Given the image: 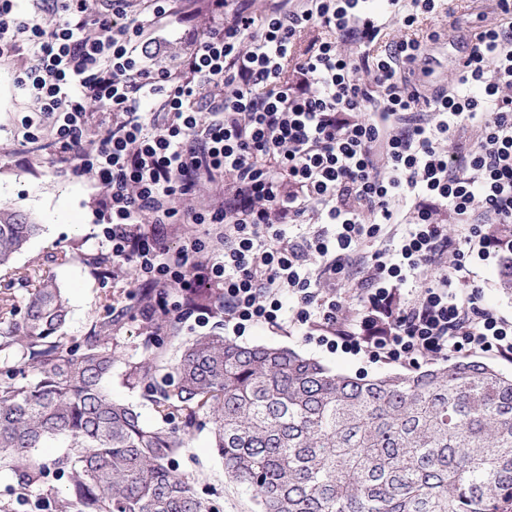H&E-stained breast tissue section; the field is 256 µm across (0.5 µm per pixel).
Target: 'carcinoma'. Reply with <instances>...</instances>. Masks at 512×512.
<instances>
[{"instance_id": "cac0c4a2", "label": "carcinoma", "mask_w": 512, "mask_h": 512, "mask_svg": "<svg viewBox=\"0 0 512 512\" xmlns=\"http://www.w3.org/2000/svg\"><path fill=\"white\" fill-rule=\"evenodd\" d=\"M41 229L0 212V268ZM486 231L512 295V223ZM68 313L48 277L6 333L4 346L26 350L19 371L37 381L0 384V460L40 485L47 470L32 449L65 437L77 454L56 465L78 512H217L169 466L186 438L146 426L104 390L112 321L77 354L56 336ZM174 369V391L156 390L158 411L180 403L188 428L208 416L224 473L260 512H512V371L460 357L366 379L219 334L187 345Z\"/></svg>"}]
</instances>
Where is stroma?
<instances>
[{
  "instance_id": "35a3bbf8",
  "label": "stroma",
  "mask_w": 512,
  "mask_h": 512,
  "mask_svg": "<svg viewBox=\"0 0 512 512\" xmlns=\"http://www.w3.org/2000/svg\"><path fill=\"white\" fill-rule=\"evenodd\" d=\"M196 18L178 27L156 30L142 61L151 70L172 69L181 64L192 45L209 28L218 25L207 0H195ZM490 0H442L439 9L419 23L416 35L425 41V59L414 65L406 78L421 93L448 86L454 79V62L463 54L472 33L494 22ZM438 40H429V33ZM28 62L26 49L0 64V205L31 216L43 230L18 254L10 268L0 271V298L9 300L13 314L0 316V323L21 321L29 298L40 278L51 276L69 299V315L61 336L80 349L96 334L103 320L112 322V371L105 388L113 399L132 406L142 421L172 431L183 428L180 411L160 415L154 404L153 387L173 388L172 368L187 342L198 336L218 333L241 345L289 347L321 360L335 371L377 377L402 372L397 363H385L358 353L331 351L319 342V332L282 318L279 326H255L237 333L222 314L207 325L194 320L182 323L178 333H164L146 343L150 333L140 309L149 300L141 294L133 267L112 262L111 245L103 235L100 199L102 191L93 175L58 173L54 148L22 152L17 132L32 104L13 81L14 73ZM497 252L473 257L471 269L482 288V302L500 315L512 319V297L498 286ZM152 363L150 377L139 374L144 363ZM63 442L51 441L35 449L49 468L44 483L27 487L18 483L10 461L0 462V507L5 512H65L68 498L66 479L54 470L58 458L69 455ZM173 467L188 477L196 494L219 507L220 512H258L251 494L224 474V464L212 449L211 426L198 418L186 448L172 460Z\"/></svg>"
}]
</instances>
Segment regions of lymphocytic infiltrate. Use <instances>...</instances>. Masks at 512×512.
Here are the masks:
<instances>
[{
  "label": "lymphocytic infiltrate",
  "mask_w": 512,
  "mask_h": 512,
  "mask_svg": "<svg viewBox=\"0 0 512 512\" xmlns=\"http://www.w3.org/2000/svg\"><path fill=\"white\" fill-rule=\"evenodd\" d=\"M191 2L43 0L31 15L0 0V62L22 45L29 53L14 77L34 105L21 142L50 129L60 163L95 177L113 260L156 292L145 317L203 323L218 310L242 331L277 325L288 302L296 323L328 328L321 342L332 350L408 364L489 351L512 361V321L480 305L467 263L491 247L487 225L512 223V0H496L499 24L474 33L454 82L426 98L404 79L422 41L367 46L388 18L413 27L440 0H266L259 12L253 0H209L221 28L177 70H147L155 29L192 22ZM312 29L320 38L301 47ZM93 111L120 120L87 152ZM469 124L479 141L449 147ZM223 175V207H204L200 182ZM441 208L466 229L449 235L433 219ZM405 210L399 241L372 253L375 273L357 294L386 318L366 335L359 311L321 288L307 259H331L341 273ZM169 224L207 230L173 251ZM428 270L426 288L396 301L397 287ZM204 280L216 308L191 304Z\"/></svg>",
  "instance_id": "lymphocytic-infiltrate-1"
}]
</instances>
